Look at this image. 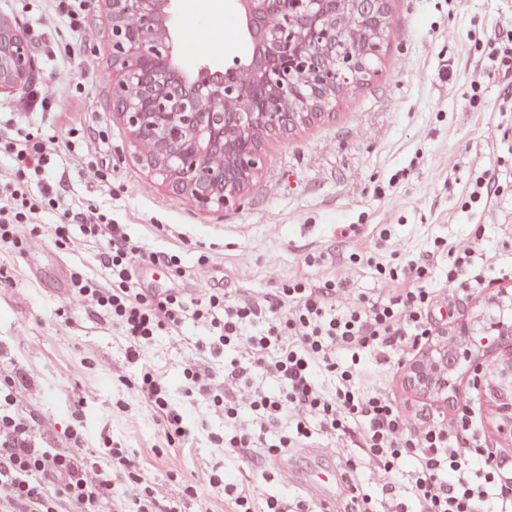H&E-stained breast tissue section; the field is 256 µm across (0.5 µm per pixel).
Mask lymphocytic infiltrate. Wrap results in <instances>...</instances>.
I'll list each match as a JSON object with an SVG mask.
<instances>
[{"label":"lymphocytic infiltrate","instance_id":"1","mask_svg":"<svg viewBox=\"0 0 512 512\" xmlns=\"http://www.w3.org/2000/svg\"><path fill=\"white\" fill-rule=\"evenodd\" d=\"M42 197L62 200L61 185L46 182L34 193L21 183L0 186V243L12 239L20 220L37 219ZM60 215L56 236L65 237L73 224L83 237L106 242L102 265L112 277L111 288L79 278L72 295L111 314L135 344L131 359L140 356L137 342L161 335L185 316L210 322L214 333L205 349L225 354L223 373L197 356L185 370L195 377L199 392L224 412L225 473L235 471L244 454L259 457L271 445L285 452L312 435H335L346 424L357 430L361 447L371 455L412 451L405 482H394L391 467L380 472L387 494L379 512H405L407 499L417 512H512L511 456L491 453L471 461L461 454L466 436L457 429L406 421L377 393L345 380L331 388L319 381L335 369L337 358L370 342L402 351L412 347L426 333L424 291L403 290L393 282L382 298L346 300L341 288L328 282L271 293L257 305L222 303L212 296L194 302L159 298L134 287L133 279L135 264L164 263L161 253L148 250L124 225L106 222L101 214L64 203ZM483 266L474 246L460 244L448 282L459 292L483 288ZM137 396L161 411L168 439L189 436L183 416L168 405L164 382L144 373ZM127 463L122 457L102 469L87 465L69 449L46 444L16 393L0 400V512H53L61 497L69 512H112L116 500L110 475Z\"/></svg>","mask_w":512,"mask_h":512}]
</instances>
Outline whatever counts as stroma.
Returning a JSON list of instances; mask_svg holds the SVG:
<instances>
[{
  "mask_svg": "<svg viewBox=\"0 0 512 512\" xmlns=\"http://www.w3.org/2000/svg\"><path fill=\"white\" fill-rule=\"evenodd\" d=\"M67 8L68 0H0V15L27 36L34 90L48 95L55 114L52 126L26 131L34 143L54 136L73 143L47 174L69 202L97 209L170 257L164 266H139V287L189 298L203 271L221 299L254 302L286 284L332 281L366 301L400 276L404 260L416 259L428 266L433 332L467 325L473 355L496 357L486 322L498 315L512 322V307L492 302L512 293V79L493 53L512 54V0H392L376 75L336 99L332 118L270 139L264 170L240 206L212 214L170 197L136 162L110 106L111 21L103 0H86L75 30ZM173 27L176 62L191 75L250 51L235 0H176ZM489 168L498 175L492 195L479 187ZM57 220L56 206L43 203L38 226L17 225L13 243L0 248V391L26 375L22 401L47 443L74 445L90 464L122 451L137 467L120 482L177 501L181 512H225L228 481L254 490L253 507L262 512L263 494L285 489L272 479L277 458L245 459L226 479L224 418L212 414L184 370L207 329L184 319L144 341L140 364H131L130 341L109 314L71 299L78 275L111 287L100 264L105 241L76 233L61 241L52 230ZM466 240L483 254L485 286L452 298L448 264ZM418 342L407 354L376 343L357 351L344 364L352 384L394 401L406 417L471 429V457L512 454L471 363L454 375V407L406 390L404 371L427 339ZM143 367L167 384L189 440L168 441L154 408L137 397ZM314 464L335 470V486L309 482ZM367 465L356 436L315 437L290 460L287 489L309 500L312 512H343L352 491L381 497Z\"/></svg>",
  "mask_w": 512,
  "mask_h": 512,
  "instance_id": "35a3bbf8",
  "label": "stroma"
}]
</instances>
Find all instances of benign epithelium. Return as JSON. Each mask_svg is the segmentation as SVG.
<instances>
[{"label":"benign epithelium","instance_id":"benign-epithelium-1","mask_svg":"<svg viewBox=\"0 0 512 512\" xmlns=\"http://www.w3.org/2000/svg\"><path fill=\"white\" fill-rule=\"evenodd\" d=\"M105 2L112 112L138 147L139 163L172 197L217 211L236 205L263 170L266 138L330 116L339 90L376 73L390 0H236L252 54L195 76L176 63L173 0ZM36 79L24 32L0 15V92ZM498 329L495 419L512 440V327ZM471 358L466 331H443L409 365L404 385L451 407L458 394L449 376Z\"/></svg>","mask_w":512,"mask_h":512}]
</instances>
